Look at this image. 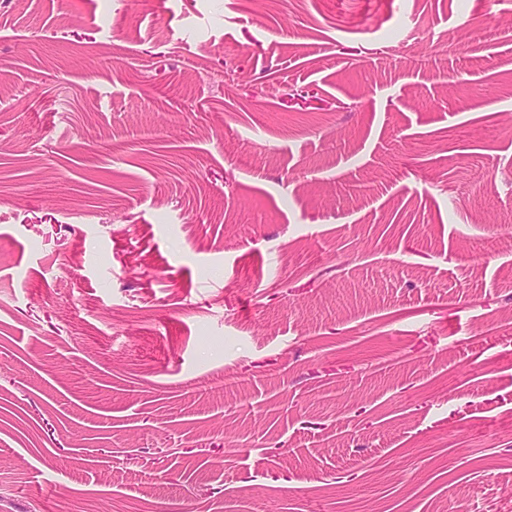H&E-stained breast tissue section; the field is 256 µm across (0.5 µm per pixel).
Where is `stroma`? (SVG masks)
<instances>
[{"label":"stroma","mask_w":512,"mask_h":512,"mask_svg":"<svg viewBox=\"0 0 512 512\" xmlns=\"http://www.w3.org/2000/svg\"><path fill=\"white\" fill-rule=\"evenodd\" d=\"M0 512H512V0H0Z\"/></svg>","instance_id":"1"}]
</instances>
